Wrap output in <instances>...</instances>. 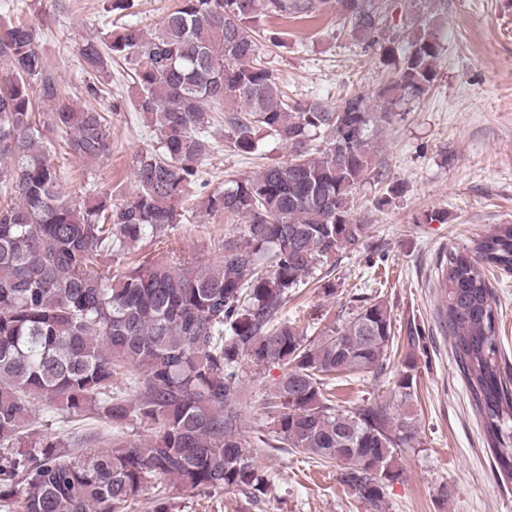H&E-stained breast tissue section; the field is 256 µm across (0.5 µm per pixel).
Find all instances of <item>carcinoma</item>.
<instances>
[{"label": "carcinoma", "instance_id": "1", "mask_svg": "<svg viewBox=\"0 0 512 512\" xmlns=\"http://www.w3.org/2000/svg\"><path fill=\"white\" fill-rule=\"evenodd\" d=\"M354 2L335 0L349 32L392 55L378 0L363 17ZM327 4L176 0L151 30L119 23L77 46L91 99L83 106L63 102L39 24L18 7L0 15V183L17 193L0 204V498L16 512H135L149 486L263 493L239 417L244 362L285 367L268 398V438L257 445L336 464L340 483L374 512L402 478L397 458L417 440L414 419L396 415L392 400L350 408L333 393L338 379L390 367L387 304L366 300L313 338L283 311L319 266L364 246L369 224L351 200L372 171L369 133L429 91L440 44L417 31L376 90V107L361 93L336 108L292 103L262 60L259 39L279 37L261 22L310 18ZM118 60L133 75L130 105L158 126L157 143L135 155L134 188L120 202L97 192L76 203L62 191L44 131H61L87 165L111 156V116L93 102L112 96ZM221 118L240 153L254 152L262 135L290 151L207 196L205 212L241 218V235L201 265L146 259L101 273L105 261L183 222L184 198L214 152L207 128ZM321 133L324 145L312 146ZM488 266L512 273V224L448 254L438 319L495 463L512 475V377L501 366ZM416 367L412 354L397 366L402 405ZM39 405L112 425V445L70 450L46 436L36 450L23 446ZM131 417L150 430L146 438L125 436Z\"/></svg>", "mask_w": 512, "mask_h": 512}]
</instances>
